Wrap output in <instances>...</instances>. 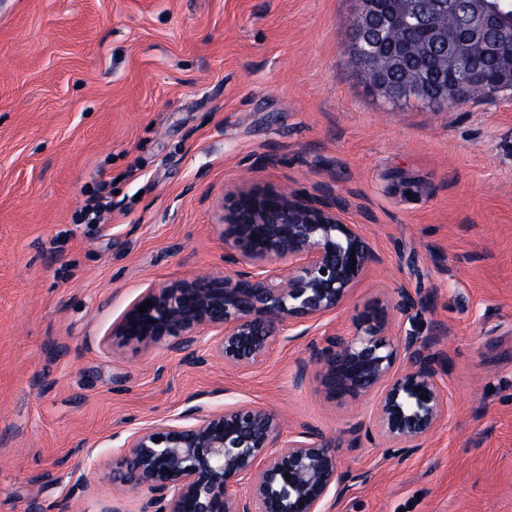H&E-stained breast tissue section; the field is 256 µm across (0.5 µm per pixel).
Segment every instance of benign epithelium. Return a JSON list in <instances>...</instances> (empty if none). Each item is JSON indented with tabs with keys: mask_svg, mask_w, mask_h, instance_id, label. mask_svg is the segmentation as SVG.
I'll return each instance as SVG.
<instances>
[{
	"mask_svg": "<svg viewBox=\"0 0 512 512\" xmlns=\"http://www.w3.org/2000/svg\"><path fill=\"white\" fill-rule=\"evenodd\" d=\"M490 6L472 0H361L353 19L351 54L365 77L376 65L384 76L373 87L387 97L408 88L439 99L448 87L440 63L409 71L406 47L386 48L372 37L374 19L403 18L409 36L422 37L453 59L463 46L480 42L491 68L468 61L454 80L458 103L469 99L474 83L486 96L512 89V38L505 39L502 12L512 0ZM345 206L316 202L296 193L250 190L232 193L222 205L225 262L244 260L248 273L216 272L145 289L112 327V335L145 347L164 342L168 350L194 359L201 330L217 331L215 353L224 364L250 368L263 362L285 331L336 311L349 298L376 254L356 226L345 223ZM377 302L356 319L353 330L334 333L309 348L298 364L296 381L313 371L334 399L370 397L374 413L363 426L393 456L422 448L448 414L439 383V359L420 336L389 339L391 309L415 307L409 293ZM147 311H139L146 301ZM275 414L252 404H234L220 412L191 409L173 423L141 428L127 439V452L115 474L119 482L143 493L139 512H323L332 494L343 492L340 445L309 430L296 433L279 448ZM290 480H285V475ZM245 484L247 492L234 488Z\"/></svg>",
	"mask_w": 512,
	"mask_h": 512,
	"instance_id": "1",
	"label": "benign epithelium"
}]
</instances>
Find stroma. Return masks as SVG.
I'll return each mask as SVG.
<instances>
[{
    "label": "stroma",
    "instance_id": "1",
    "mask_svg": "<svg viewBox=\"0 0 512 512\" xmlns=\"http://www.w3.org/2000/svg\"><path fill=\"white\" fill-rule=\"evenodd\" d=\"M359 0H0V512H102L139 428L237 403L344 441L325 512H512V91L394 102L350 52ZM106 182L103 223L77 214ZM345 201L377 259L342 307L231 369L113 325L147 287L223 270L220 204ZM407 289L448 415L408 457L347 442L366 399L296 385L311 343Z\"/></svg>",
    "mask_w": 512,
    "mask_h": 512
}]
</instances>
